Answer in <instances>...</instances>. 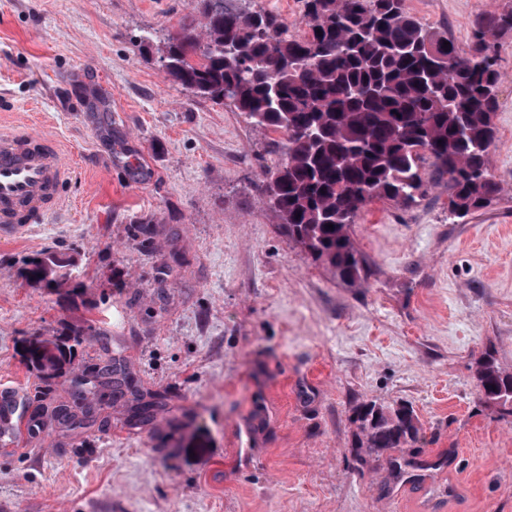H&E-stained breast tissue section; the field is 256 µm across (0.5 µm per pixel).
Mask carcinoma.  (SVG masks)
Returning <instances> with one entry per match:
<instances>
[{"label":"carcinoma","mask_w":512,"mask_h":512,"mask_svg":"<svg viewBox=\"0 0 512 512\" xmlns=\"http://www.w3.org/2000/svg\"><path fill=\"white\" fill-rule=\"evenodd\" d=\"M189 5L180 33L164 46L168 79L281 136L284 158L266 172L269 208L288 239L344 285H359L363 272L350 225L376 198L415 202L426 192L425 163L448 177V211L457 218L500 193L491 171L494 51L512 34V11L480 17L459 47L415 19L406 0H305L302 35L274 13L229 0ZM67 262L63 253H44L26 262L24 276L57 288L56 268ZM69 341H29L26 365L42 378L64 374ZM93 371L112 399L130 403L133 425L151 424L158 401L141 392L121 359ZM477 394L512 412V374L489 353L478 362ZM353 414L355 447L392 463L390 453L420 431L407 405L370 400Z\"/></svg>","instance_id":"obj_1"}]
</instances>
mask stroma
<instances>
[{"mask_svg": "<svg viewBox=\"0 0 512 512\" xmlns=\"http://www.w3.org/2000/svg\"><path fill=\"white\" fill-rule=\"evenodd\" d=\"M407 4L460 45L477 17L512 9ZM188 12L0 0V127L52 138L71 172L53 222L0 238V385L73 404L70 375L38 378L21 353L76 328L75 372L119 355L163 399L133 427L99 387L86 402L106 426L47 417L0 443V512H512V415L475 390L484 353L512 373V35L496 42L500 193L454 220L443 181L407 207L372 201L350 227L366 277L349 287L267 207L273 134L167 78L156 46ZM47 250L70 260L53 290L21 275ZM365 400L413 406L419 438L398 455L426 463L421 480L359 458Z\"/></svg>", "mask_w": 512, "mask_h": 512, "instance_id": "1", "label": "stroma"}]
</instances>
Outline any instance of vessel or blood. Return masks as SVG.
<instances>
[{"label": "vessel or blood", "mask_w": 512, "mask_h": 512, "mask_svg": "<svg viewBox=\"0 0 512 512\" xmlns=\"http://www.w3.org/2000/svg\"><path fill=\"white\" fill-rule=\"evenodd\" d=\"M67 166L56 143L31 131L0 133V236L45 223L61 204Z\"/></svg>", "instance_id": "b4317fda"}]
</instances>
